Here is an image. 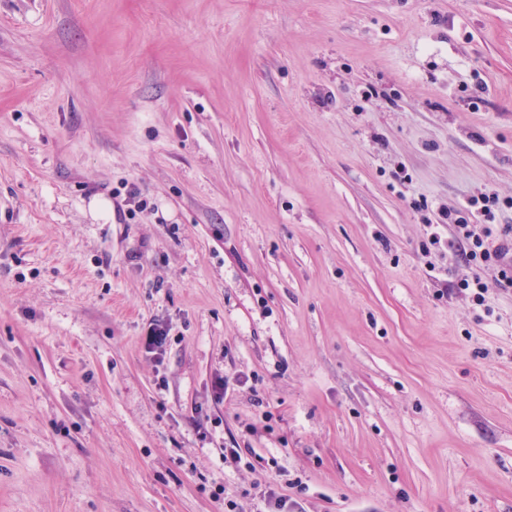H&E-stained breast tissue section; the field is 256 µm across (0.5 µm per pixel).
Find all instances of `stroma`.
<instances>
[{
	"label": "stroma",
	"mask_w": 512,
	"mask_h": 512,
	"mask_svg": "<svg viewBox=\"0 0 512 512\" xmlns=\"http://www.w3.org/2000/svg\"><path fill=\"white\" fill-rule=\"evenodd\" d=\"M485 196L512 0H0V512H512ZM484 200L477 207L478 201L469 200L463 213L461 210L443 212L448 224L456 227V237L448 241V256L454 260L476 259L477 256L485 261L493 259L496 266V281L503 287L512 286V225L500 224L497 232L490 225L478 224V215L491 218V211ZM471 217L473 220H471ZM510 241V243H509ZM510 244V247H509ZM510 251V258L507 257Z\"/></svg>",
	"instance_id": "35a3bbf8"
}]
</instances>
